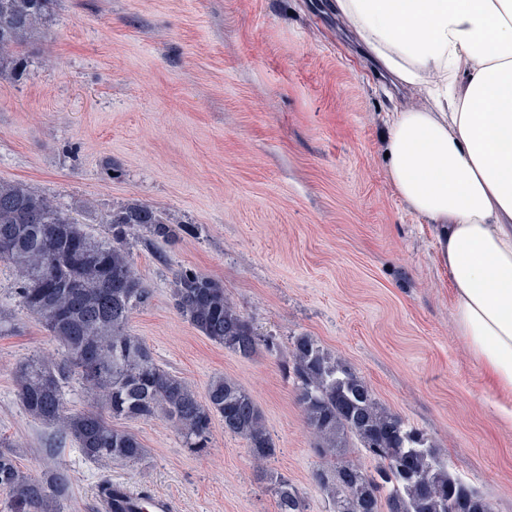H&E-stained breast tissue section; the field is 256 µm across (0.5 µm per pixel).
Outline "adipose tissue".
<instances>
[{"mask_svg":"<svg viewBox=\"0 0 512 512\" xmlns=\"http://www.w3.org/2000/svg\"><path fill=\"white\" fill-rule=\"evenodd\" d=\"M395 88L397 194L437 232L454 324L512 421V0H336Z\"/></svg>","mask_w":512,"mask_h":512,"instance_id":"obj_1","label":"adipose tissue"}]
</instances>
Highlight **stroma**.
Masks as SVG:
<instances>
[{
  "instance_id": "35a3bbf8",
  "label": "stroma",
  "mask_w": 512,
  "mask_h": 512,
  "mask_svg": "<svg viewBox=\"0 0 512 512\" xmlns=\"http://www.w3.org/2000/svg\"><path fill=\"white\" fill-rule=\"evenodd\" d=\"M332 0H55L0 77V180L68 209L85 231L129 203L193 236L125 241L152 291L129 322L156 363L205 396L209 380L250 392L307 512H329L312 479L321 460L287 371L292 337H315L377 399L427 432L449 469L512 512V423L453 323L454 297L430 224L388 180L392 112L424 102L394 95L336 16ZM223 282L275 352L241 358L199 333L175 307L177 270ZM0 263V442L32 477L70 476L65 512H99L112 481L163 493L177 512H277L245 443L214 421L206 453L184 448L164 417L124 420L145 454L86 459L24 411L14 370L60 356L19 304Z\"/></svg>"
}]
</instances>
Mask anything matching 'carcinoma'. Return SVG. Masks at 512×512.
<instances>
[{
    "label": "carcinoma",
    "instance_id": "carcinoma-1",
    "mask_svg": "<svg viewBox=\"0 0 512 512\" xmlns=\"http://www.w3.org/2000/svg\"><path fill=\"white\" fill-rule=\"evenodd\" d=\"M54 0H0V74L18 70L9 49L22 45L42 22ZM111 237L87 234L72 212L21 183L0 181V261L18 278V296L62 348V359L31 356L15 367L19 400L34 420L58 428L94 462L141 459L138 438L114 420L164 416L183 446L205 453L213 418L224 433L242 439L262 464L276 454L262 411L237 382L216 377L205 400L181 378L161 368L150 348L128 331L134 310L150 298L124 247L141 228L146 243L171 242L188 226L167 224L147 206L131 204L107 215ZM173 295L181 316L224 349L254 357L262 341L251 321L236 309L224 285L191 268L174 275ZM289 376L304 422L327 462L313 472L331 512H492L489 501L448 470L429 435L384 407L372 388L314 337L291 340ZM76 374L91 408L69 412L62 383ZM364 450L373 468L346 458L349 442ZM277 512H306V501L287 477L261 472ZM70 478L53 470L36 479L0 443V491L12 512H63Z\"/></svg>",
    "mask_w": 512,
    "mask_h": 512
}]
</instances>
